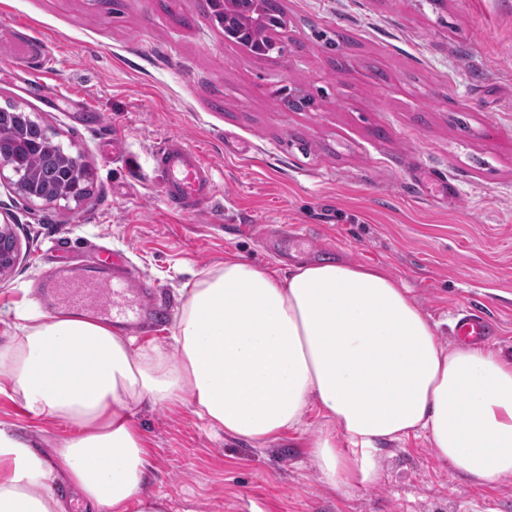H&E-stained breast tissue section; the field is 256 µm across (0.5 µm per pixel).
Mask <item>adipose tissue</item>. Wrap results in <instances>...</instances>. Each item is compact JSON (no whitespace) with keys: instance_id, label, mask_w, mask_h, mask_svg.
Wrapping results in <instances>:
<instances>
[{"instance_id":"ef3b65f1","label":"adipose tissue","mask_w":512,"mask_h":512,"mask_svg":"<svg viewBox=\"0 0 512 512\" xmlns=\"http://www.w3.org/2000/svg\"><path fill=\"white\" fill-rule=\"evenodd\" d=\"M14 317L0 395L72 433L47 460L0 423V512H64L60 478L91 512H169L145 487L151 450L135 415L146 401L191 405L259 446L316 413L310 454L343 495L376 478L385 446L420 437L474 486L512 475V358L442 346L410 288L379 267L283 272L227 257L182 288L171 353L78 314Z\"/></svg>"}]
</instances>
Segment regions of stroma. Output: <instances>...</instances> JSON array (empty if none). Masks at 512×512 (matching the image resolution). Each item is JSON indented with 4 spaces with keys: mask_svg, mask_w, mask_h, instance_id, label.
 Listing matches in <instances>:
<instances>
[{
    "mask_svg": "<svg viewBox=\"0 0 512 512\" xmlns=\"http://www.w3.org/2000/svg\"><path fill=\"white\" fill-rule=\"evenodd\" d=\"M282 53L255 57L225 40L199 0H0V107L50 128L91 170L81 201L44 205L0 183V218L22 257L0 282V345L16 308L55 256L121 253L154 290L161 322L137 340L171 347L180 290L238 255L284 270L341 258L385 268L411 288L453 346L450 319L469 308L512 357V0H281ZM44 40L55 62L31 71L13 29ZM288 88L314 104L285 112ZM115 135L123 156L102 155ZM171 135L213 165L217 198L196 215L172 210L151 148ZM299 227L305 243L273 256L264 229ZM135 420L152 450L149 491L171 512H512V476L478 488L422 438L389 445L375 480L341 496L319 479L306 443L322 422L264 447L224 436L189 406L143 404ZM0 422L50 457L67 436L0 395Z\"/></svg>",
    "mask_w": 512,
    "mask_h": 512,
    "instance_id": "stroma-1",
    "label": "stroma"
}]
</instances>
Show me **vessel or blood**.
<instances>
[{"label": "vessel or blood", "instance_id": "vessel-or-blood-1", "mask_svg": "<svg viewBox=\"0 0 512 512\" xmlns=\"http://www.w3.org/2000/svg\"><path fill=\"white\" fill-rule=\"evenodd\" d=\"M25 62L45 68L48 55L40 40L23 44ZM163 200L174 210L197 214L217 194L212 165L201 151L178 135L169 136L151 152ZM44 294L60 311L84 315L108 323L136 327L154 321L157 310L151 289L128 267L123 256L102 248L95 260L58 262L44 284ZM492 327L481 315L460 318L453 331L455 340L478 344L490 336Z\"/></svg>", "mask_w": 512, "mask_h": 512}]
</instances>
